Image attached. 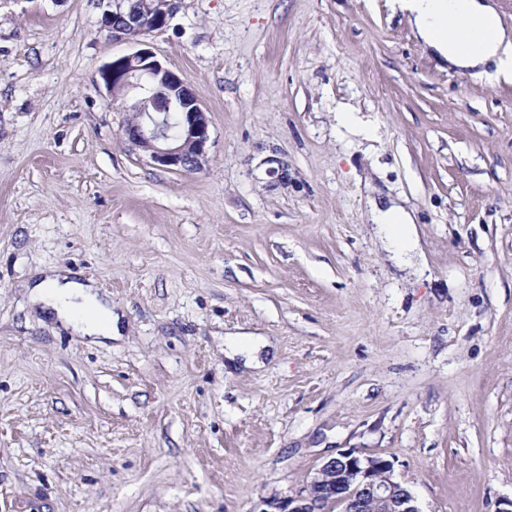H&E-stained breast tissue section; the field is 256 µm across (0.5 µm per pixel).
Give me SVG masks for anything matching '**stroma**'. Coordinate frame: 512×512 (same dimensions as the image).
<instances>
[{
	"mask_svg": "<svg viewBox=\"0 0 512 512\" xmlns=\"http://www.w3.org/2000/svg\"><path fill=\"white\" fill-rule=\"evenodd\" d=\"M100 0H0V512H260L340 451L422 512L512 500V79L449 68L393 0H176L150 50L208 114L155 166L100 77ZM415 217L411 263L368 222ZM64 267L118 315L33 308ZM268 338L263 369L224 335Z\"/></svg>",
	"mask_w": 512,
	"mask_h": 512,
	"instance_id": "obj_1",
	"label": "stroma"
}]
</instances>
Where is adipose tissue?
I'll use <instances>...</instances> for the list:
<instances>
[{"instance_id": "ef3b65f1", "label": "adipose tissue", "mask_w": 512, "mask_h": 512, "mask_svg": "<svg viewBox=\"0 0 512 512\" xmlns=\"http://www.w3.org/2000/svg\"><path fill=\"white\" fill-rule=\"evenodd\" d=\"M406 11L421 41L449 65L458 70H474L494 63L496 74L512 73V31L501 24L489 0H398ZM464 16L484 30V37L464 44L457 40L452 27L454 18ZM372 222L383 234L394 257L412 251L413 221L398 206L373 210ZM32 303L54 312L57 319L68 320L74 303L90 311L80 327L84 336L98 339L113 335L112 308L94 292L91 284L73 277L67 270H51L29 287Z\"/></svg>"}]
</instances>
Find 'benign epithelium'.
I'll return each mask as SVG.
<instances>
[{"label": "benign epithelium", "instance_id": "benign-epithelium-1", "mask_svg": "<svg viewBox=\"0 0 512 512\" xmlns=\"http://www.w3.org/2000/svg\"><path fill=\"white\" fill-rule=\"evenodd\" d=\"M175 0H106L101 25L114 39L139 49L112 59L101 79L113 99L134 95L123 137L154 164L174 171L202 168L210 140L209 119L184 80L142 47L144 37L166 26ZM260 512H421L412 491L394 475L380 454L346 450L317 469L296 495L266 499Z\"/></svg>", "mask_w": 512, "mask_h": 512}]
</instances>
